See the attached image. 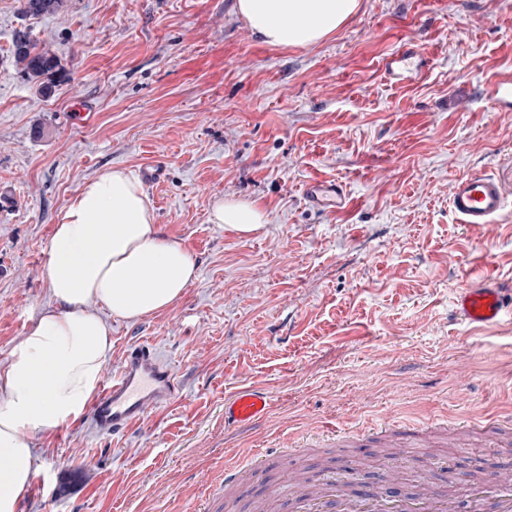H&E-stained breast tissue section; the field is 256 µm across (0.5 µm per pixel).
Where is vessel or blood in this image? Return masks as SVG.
<instances>
[{
    "instance_id": "vessel-or-blood-1",
    "label": "vessel or blood",
    "mask_w": 512,
    "mask_h": 512,
    "mask_svg": "<svg viewBox=\"0 0 512 512\" xmlns=\"http://www.w3.org/2000/svg\"><path fill=\"white\" fill-rule=\"evenodd\" d=\"M386 74L404 80L425 70L423 58L403 50L386 59ZM308 200L326 210L340 209L346 202L343 186L333 181L313 180L306 188ZM449 207L462 224H491L507 206L501 185L483 173H469L457 178L448 197ZM455 309L469 326L482 329L497 325L507 308L512 307V291L503 288L492 276L466 284L456 294ZM178 382L171 368L159 356L155 346L141 343L125 354L119 369L101 385L91 406L92 423L98 432L118 433L141 421L153 407L171 403ZM270 397L265 391L246 387L224 400V422L243 426L262 419L269 411ZM381 482L387 496L364 495L342 502L339 512H455L457 505L448 499L427 494L410 498L396 494L398 471H383ZM467 512H512V469H506L497 487L466 486Z\"/></svg>"
}]
</instances>
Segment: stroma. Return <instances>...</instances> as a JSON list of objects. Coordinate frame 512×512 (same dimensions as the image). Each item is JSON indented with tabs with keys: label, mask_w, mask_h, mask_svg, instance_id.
<instances>
[{
	"label": "stroma",
	"mask_w": 512,
	"mask_h": 512,
	"mask_svg": "<svg viewBox=\"0 0 512 512\" xmlns=\"http://www.w3.org/2000/svg\"><path fill=\"white\" fill-rule=\"evenodd\" d=\"M235 3L66 0L25 17L0 0V364L50 302L59 211L104 169L158 166L144 186L157 222L199 268L170 308L110 321L104 377L150 342L179 398L118 434L84 415L43 435L18 512H288L269 484L332 470L350 495L349 470L375 486L398 458L404 493L451 491L453 475L492 486L512 463V317L474 329L453 307L470 272L512 287V103L489 96L512 72V0H360L296 48L255 40ZM22 26L58 59L51 94L10 55ZM404 48L429 66L397 84L383 63ZM80 107L94 124L75 122ZM467 173L500 182L495 228L450 212ZM316 178L343 182L347 208L309 205ZM219 199L257 202L266 224L210 223ZM246 386L272 408L225 428L224 398ZM266 448L273 464L225 490V463Z\"/></svg>",
	"instance_id": "1"
}]
</instances>
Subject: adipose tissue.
Segmentation results:
<instances>
[{"label": "adipose tissue", "instance_id": "1", "mask_svg": "<svg viewBox=\"0 0 512 512\" xmlns=\"http://www.w3.org/2000/svg\"><path fill=\"white\" fill-rule=\"evenodd\" d=\"M359 0H237L263 44H316ZM209 220L250 234L266 222L256 202L217 200ZM198 277L194 257L166 236L142 184L123 168L84 182L60 210L45 278L52 299L0 366V512H17L34 443L75 423L112 350L111 319L137 320L173 305Z\"/></svg>", "mask_w": 512, "mask_h": 512}]
</instances>
